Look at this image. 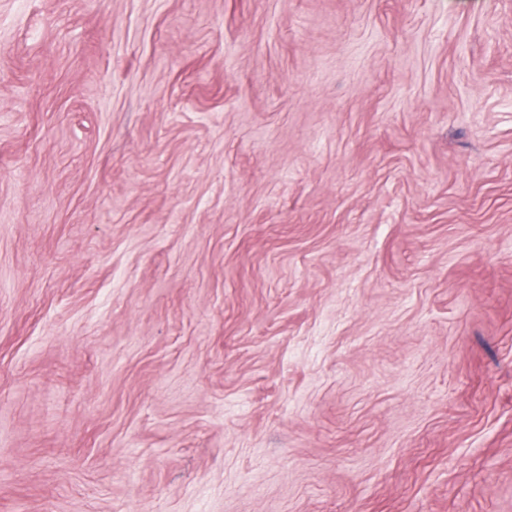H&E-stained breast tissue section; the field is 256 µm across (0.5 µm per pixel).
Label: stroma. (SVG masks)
<instances>
[{"mask_svg":"<svg viewBox=\"0 0 512 512\" xmlns=\"http://www.w3.org/2000/svg\"><path fill=\"white\" fill-rule=\"evenodd\" d=\"M0 512H512V0H0Z\"/></svg>","mask_w":512,"mask_h":512,"instance_id":"obj_1","label":"stroma"}]
</instances>
